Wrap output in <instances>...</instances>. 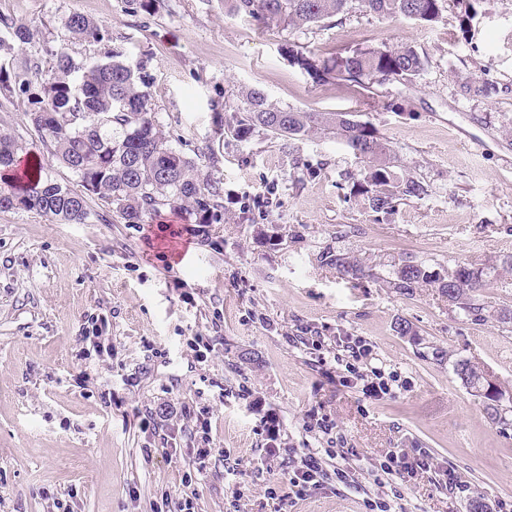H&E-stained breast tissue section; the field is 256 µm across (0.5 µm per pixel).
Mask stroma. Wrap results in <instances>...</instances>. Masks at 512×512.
<instances>
[{"mask_svg":"<svg viewBox=\"0 0 512 512\" xmlns=\"http://www.w3.org/2000/svg\"><path fill=\"white\" fill-rule=\"evenodd\" d=\"M105 22L113 44L144 59L150 96L171 146L198 159L214 146L225 204L207 238H192L172 262L163 227L186 219L127 224L99 196L83 224L0 209V512H153L161 493L180 498L196 458L174 407H208L212 446L241 461L235 499L224 463L211 457L196 484L198 512H274L266 486L283 479L290 452L354 449L361 488L331 486L287 512H366L372 468L396 448H423L455 470L448 493L435 473L394 479L384 492L396 512H486L512 505V426L488 419L481 398L455 374L465 359L492 372L512 395V324L468 321L437 289L401 295L379 280L385 265L419 257L453 268L502 267L512 258V0H482L468 30L455 6L433 25L369 13L281 30L226 13L222 0H169L148 14L128 0H0V16L60 40L73 13ZM363 43L414 46L425 62L412 85L374 92L313 80L290 51L323 60ZM244 87L280 106L347 112L389 141L397 172L424 178L427 196L372 212L355 191L362 163L330 135L299 142L256 133L215 137L212 102L237 105ZM14 136L55 182L77 177L40 142L23 105L0 108V134ZM487 150L475 152L470 136ZM271 190L272 204H254ZM342 249L374 278L352 287L320 259ZM408 321L414 336L400 335ZM328 346L360 337L372 350L356 375L321 365L297 342L301 329ZM97 342H90L91 333ZM213 350L199 360L193 339ZM380 370L391 396L369 399L363 377ZM164 414L179 449L159 451L135 414ZM335 423L312 430V413ZM280 429L266 432L265 414ZM152 456H144V449Z\"/></svg>","mask_w":512,"mask_h":512,"instance_id":"1","label":"stroma"}]
</instances>
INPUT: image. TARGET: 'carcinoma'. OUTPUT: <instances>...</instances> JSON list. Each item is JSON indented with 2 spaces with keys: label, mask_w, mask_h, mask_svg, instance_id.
<instances>
[{
  "label": "carcinoma",
  "mask_w": 512,
  "mask_h": 512,
  "mask_svg": "<svg viewBox=\"0 0 512 512\" xmlns=\"http://www.w3.org/2000/svg\"><path fill=\"white\" fill-rule=\"evenodd\" d=\"M461 8L460 25L466 29L476 17L474 0H455ZM448 0H224L230 13L255 18L284 30L317 25L342 14L369 12L401 17L427 25L438 22ZM64 37L89 40L101 46L96 57L75 59L64 45L51 41L28 53L16 48L34 40L24 24L0 19V107L22 102L42 144L79 179L89 193L111 205L127 224L150 223L163 213L181 212L192 224H214L223 207L224 180L203 171L198 163L176 151L160 129L147 88L146 62L133 61L112 49L108 24L81 14L64 23ZM291 61L316 76L348 82L369 91L387 81L411 83L424 69L418 52L408 44L389 47L366 44L317 63L303 55ZM242 106L215 134L246 138L258 130L272 138L303 141L329 132L338 136L354 157L367 165L370 187L361 189L369 208L377 213L395 210L398 202L423 198L427 187L390 165V148L374 125L339 112H307L272 103L259 89L240 93ZM23 145L0 134V167L18 164ZM1 209L35 210L64 224H83L90 215L86 199L72 189L42 175L39 162H27L22 177L0 185ZM337 274L352 285L370 273L358 260L336 251L325 255ZM490 270L458 264L445 272L424 261L405 259L389 264L390 284L404 296L430 286L438 290L473 323L490 317L512 324V308L492 310L476 292L485 285ZM467 386L480 383L486 372L467 360L454 364ZM492 423L507 426L512 409L500 404L504 393H480Z\"/></svg>",
  "instance_id": "1"
}]
</instances>
